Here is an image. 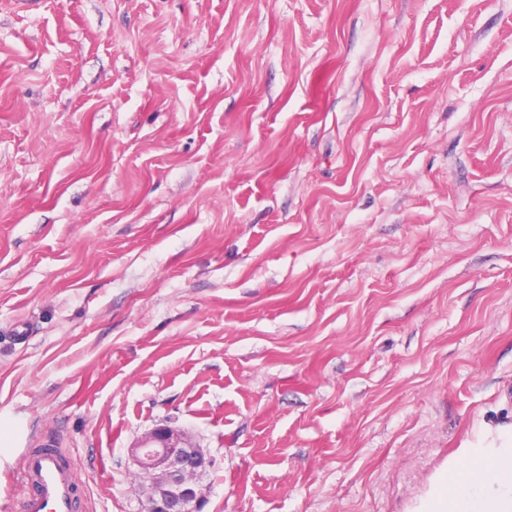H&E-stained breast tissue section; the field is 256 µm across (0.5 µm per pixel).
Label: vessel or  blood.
Segmentation results:
<instances>
[{
	"label": "vessel or blood",
	"instance_id": "1",
	"mask_svg": "<svg viewBox=\"0 0 512 512\" xmlns=\"http://www.w3.org/2000/svg\"><path fill=\"white\" fill-rule=\"evenodd\" d=\"M20 512H85L83 485L68 449L45 439L27 449L21 472Z\"/></svg>",
	"mask_w": 512,
	"mask_h": 512
}]
</instances>
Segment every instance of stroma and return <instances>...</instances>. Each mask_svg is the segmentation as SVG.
Segmentation results:
<instances>
[{
    "mask_svg": "<svg viewBox=\"0 0 512 512\" xmlns=\"http://www.w3.org/2000/svg\"><path fill=\"white\" fill-rule=\"evenodd\" d=\"M205 512H409L512 423V0H0V512L56 437ZM128 450L137 471L148 476L144 512H204L201 479L215 462L187 431L158 424Z\"/></svg>",
    "mask_w": 512,
    "mask_h": 512,
    "instance_id": "1",
    "label": "stroma"
}]
</instances>
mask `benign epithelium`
I'll list each match as a JSON object with an SVG mask.
<instances>
[{
  "label": "benign epithelium",
  "mask_w": 512,
  "mask_h": 512,
  "mask_svg": "<svg viewBox=\"0 0 512 512\" xmlns=\"http://www.w3.org/2000/svg\"><path fill=\"white\" fill-rule=\"evenodd\" d=\"M137 471L147 474L144 512H204L201 479L214 460L185 430L158 424L129 448Z\"/></svg>",
  "instance_id": "obj_1"
}]
</instances>
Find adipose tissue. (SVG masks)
I'll use <instances>...</instances> for the list:
<instances>
[{"instance_id":"obj_1","label":"adipose tissue","mask_w":512,"mask_h":512,"mask_svg":"<svg viewBox=\"0 0 512 512\" xmlns=\"http://www.w3.org/2000/svg\"><path fill=\"white\" fill-rule=\"evenodd\" d=\"M414 512H512V424L457 448Z\"/></svg>"}]
</instances>
